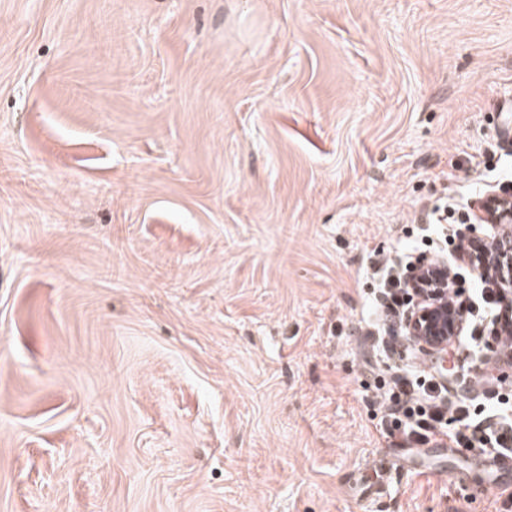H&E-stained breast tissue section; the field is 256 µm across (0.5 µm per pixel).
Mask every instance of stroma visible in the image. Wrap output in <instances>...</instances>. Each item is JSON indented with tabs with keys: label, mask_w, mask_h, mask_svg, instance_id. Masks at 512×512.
<instances>
[{
	"label": "stroma",
	"mask_w": 512,
	"mask_h": 512,
	"mask_svg": "<svg viewBox=\"0 0 512 512\" xmlns=\"http://www.w3.org/2000/svg\"><path fill=\"white\" fill-rule=\"evenodd\" d=\"M510 185L512 0H0V512H496L373 264ZM397 389V392H395ZM447 387L430 379L422 384L395 382L384 397L386 406L385 434L394 437L401 432L416 443L440 444L443 437L463 447H477L479 455L495 458L491 466L500 475H512V419L504 414L499 421L475 420L463 403L448 402ZM457 429L448 433L449 426ZM477 442V445L473 443ZM509 455L510 457H499Z\"/></svg>",
	"instance_id": "35a3bbf8"
}]
</instances>
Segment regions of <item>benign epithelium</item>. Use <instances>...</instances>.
I'll return each instance as SVG.
<instances>
[{"instance_id":"1","label":"benign epithelium","mask_w":512,"mask_h":512,"mask_svg":"<svg viewBox=\"0 0 512 512\" xmlns=\"http://www.w3.org/2000/svg\"><path fill=\"white\" fill-rule=\"evenodd\" d=\"M475 224H489L490 235L466 238L457 261L481 274L495 289L500 313L495 334L512 331V190L502 188L475 201L468 213ZM412 304L404 321L408 344L434 357L457 344L466 326L467 303L448 299V260L424 259L407 275Z\"/></svg>"}]
</instances>
